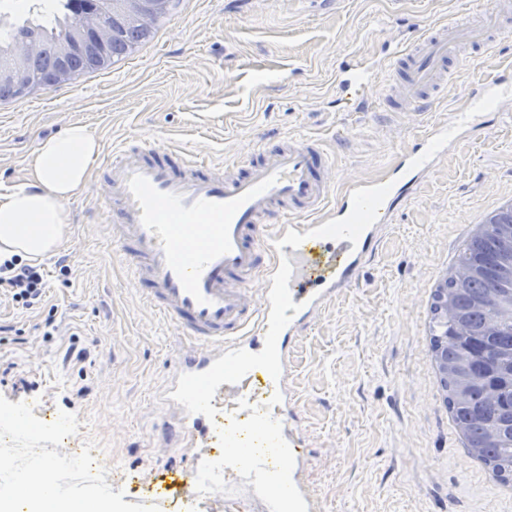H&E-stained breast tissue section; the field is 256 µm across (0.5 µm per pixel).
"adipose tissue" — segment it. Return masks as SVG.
Segmentation results:
<instances>
[{
    "label": "adipose tissue",
    "mask_w": 512,
    "mask_h": 512,
    "mask_svg": "<svg viewBox=\"0 0 512 512\" xmlns=\"http://www.w3.org/2000/svg\"><path fill=\"white\" fill-rule=\"evenodd\" d=\"M100 144L78 122L43 140L20 187L0 192V258L40 261L59 249L71 217L67 204L85 186Z\"/></svg>",
    "instance_id": "ef3b65f1"
}]
</instances>
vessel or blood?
<instances>
[{
    "mask_svg": "<svg viewBox=\"0 0 512 512\" xmlns=\"http://www.w3.org/2000/svg\"><path fill=\"white\" fill-rule=\"evenodd\" d=\"M511 29L498 4L475 22L430 25L397 44L384 68L359 59L340 66L336 92L354 112L367 110L373 87L387 111H430L462 65L463 47L489 51ZM465 96L467 110L424 135L388 178L341 193L328 153L307 137L258 147L228 169L183 151L113 147L104 165L112 247L139 298L184 340L159 398L177 419L165 447L191 457L179 472L188 496L201 498L196 475L214 464L225 474L221 497L243 512H311L297 480L304 434L285 381L290 346L356 281L396 205L449 142L512 100V77L494 72Z\"/></svg>",
    "mask_w": 512,
    "mask_h": 512,
    "instance_id": "vessel-or-blood-1",
    "label": "vessel or blood"
}]
</instances>
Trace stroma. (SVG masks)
I'll return each mask as SVG.
<instances>
[{
  "mask_svg": "<svg viewBox=\"0 0 512 512\" xmlns=\"http://www.w3.org/2000/svg\"><path fill=\"white\" fill-rule=\"evenodd\" d=\"M483 0H180L154 37L109 69L0 105V192L26 182L38 142L79 121L102 149L71 222L46 258L43 305L0 293V396L35 402V416L76 414L63 452L96 440L98 463L118 461L133 503L164 493L167 512H229L170 484L179 454L162 435L175 415L155 394L181 340L127 282L109 246L102 168L123 140L221 163L254 151L263 133L319 139L337 190L387 177L400 152L466 107L464 86L512 65V36L468 63L427 114L347 112L336 71L357 54L382 64L427 26L478 13ZM512 203V101L451 147L397 207L359 282L311 320L287 367L306 461L298 479L314 512H512V485L472 458L439 384L431 303L473 222ZM66 260L62 273L58 260ZM56 332L44 338L46 322ZM85 361H65L70 343Z\"/></svg>",
  "mask_w": 512,
  "mask_h": 512,
  "instance_id": "1",
  "label": "stroma"
}]
</instances>
